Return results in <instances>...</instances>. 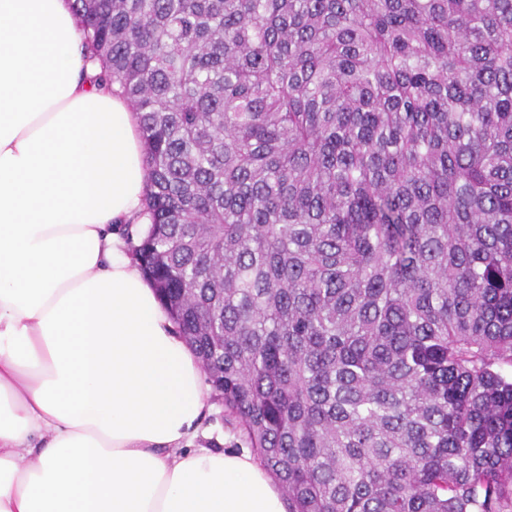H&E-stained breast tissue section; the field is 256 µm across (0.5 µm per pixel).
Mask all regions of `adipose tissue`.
<instances>
[{
	"label": "adipose tissue",
	"mask_w": 512,
	"mask_h": 512,
	"mask_svg": "<svg viewBox=\"0 0 512 512\" xmlns=\"http://www.w3.org/2000/svg\"><path fill=\"white\" fill-rule=\"evenodd\" d=\"M95 74L68 0H0V512H288L192 445L211 388L125 253L143 141Z\"/></svg>",
	"instance_id": "adipose-tissue-1"
}]
</instances>
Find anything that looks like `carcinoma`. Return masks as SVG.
I'll use <instances>...</instances> for the list:
<instances>
[{
	"instance_id": "1",
	"label": "carcinoma",
	"mask_w": 512,
	"mask_h": 512,
	"mask_svg": "<svg viewBox=\"0 0 512 512\" xmlns=\"http://www.w3.org/2000/svg\"><path fill=\"white\" fill-rule=\"evenodd\" d=\"M135 250L289 512H512V0H72Z\"/></svg>"
}]
</instances>
